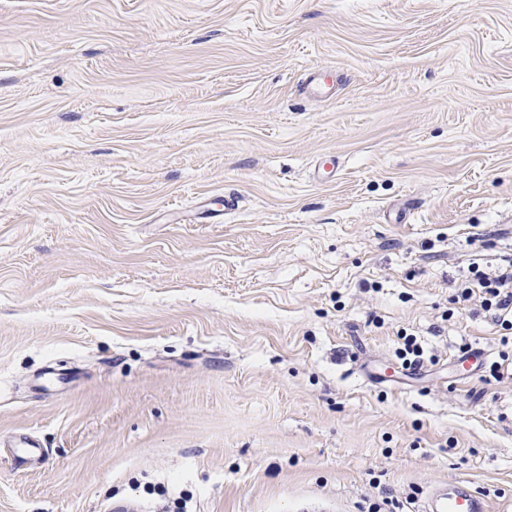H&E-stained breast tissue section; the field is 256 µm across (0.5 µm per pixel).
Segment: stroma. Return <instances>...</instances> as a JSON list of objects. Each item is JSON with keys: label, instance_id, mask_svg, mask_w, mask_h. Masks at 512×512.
<instances>
[{"label": "stroma", "instance_id": "35a3bbf8", "mask_svg": "<svg viewBox=\"0 0 512 512\" xmlns=\"http://www.w3.org/2000/svg\"><path fill=\"white\" fill-rule=\"evenodd\" d=\"M511 261L512 0H0V512L495 510ZM306 90L315 97H332L336 93V80L326 78L317 70L310 72ZM484 296L481 301L487 317L502 330H512V266L491 274L474 269L471 272ZM421 512H489L486 500L471 482L460 479L435 487L425 497Z\"/></svg>", "mask_w": 512, "mask_h": 512}]
</instances>
